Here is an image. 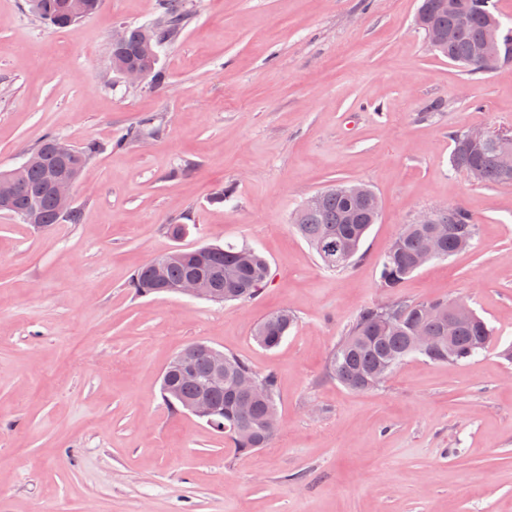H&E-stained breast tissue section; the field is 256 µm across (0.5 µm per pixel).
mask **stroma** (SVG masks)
I'll return each instance as SVG.
<instances>
[{
  "instance_id": "35a3bbf8",
  "label": "stroma",
  "mask_w": 512,
  "mask_h": 512,
  "mask_svg": "<svg viewBox=\"0 0 512 512\" xmlns=\"http://www.w3.org/2000/svg\"><path fill=\"white\" fill-rule=\"evenodd\" d=\"M185 2L154 86L120 81L111 46L158 0H104L65 29L0 0V171L47 134L103 147L74 191L80 223L0 214V512H512V184L450 163L455 132L512 130V62L464 72L416 25L421 0ZM146 116L160 135L112 149ZM339 182L368 185L382 211L361 258L331 271L290 223ZM448 204L473 217V248L398 294L464 300L495 346L408 358L368 391L327 377L358 312L390 299L380 257ZM225 242L267 258L255 299L128 286L153 257ZM283 307L297 325L265 349L253 328ZM194 341L276 375L272 447L237 453L163 400V369Z\"/></svg>"
}]
</instances>
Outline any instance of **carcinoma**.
Listing matches in <instances>:
<instances>
[{"label": "carcinoma", "mask_w": 512, "mask_h": 512, "mask_svg": "<svg viewBox=\"0 0 512 512\" xmlns=\"http://www.w3.org/2000/svg\"><path fill=\"white\" fill-rule=\"evenodd\" d=\"M83 2L84 11L80 16L70 14L71 0H35L31 10L40 19L62 29L95 14L103 0ZM159 9L160 14L151 25L127 26L124 48L111 52L113 67L143 69L154 85L164 82L162 71L156 68L158 49L176 40L189 20L182 0H159ZM418 24L423 29L430 27L445 33L450 28H459L457 37L436 51L470 73L478 72L476 58L489 28L499 29L504 42L512 45V28L496 14L493 0H422ZM146 132L157 136L162 127L155 124V119L144 118L112 143V147L125 148ZM459 137L458 133L453 135L455 145L450 162L454 169L481 170L483 184L506 182L500 157L505 152H512V136L466 148L457 145ZM74 150L69 163L84 168L101 151V146L88 141ZM54 164L56 157L48 151L22 172L21 180L29 189L41 188L45 181L44 170ZM42 198V223L48 226L61 222L78 223V209L63 217L56 214L48 194H42ZM379 216L380 212L373 210L370 198L356 197L351 193L350 185L338 184L325 189L318 205L311 206L306 202L300 205L293 214L291 228L308 243L325 268L341 271L354 263L362 240ZM433 233L441 236L437 260L442 261L473 246L476 224L465 209L451 205L436 215L434 224L403 225L379 261L382 287L393 294L420 268L424 241ZM182 252V258L158 272L147 264L139 267L131 277L129 287L145 296L158 292L161 284L173 288L186 277L195 275L208 282L211 288H224V301L229 302L252 299L266 286L268 262L254 247L215 244L205 253L195 248H184ZM451 303L453 300L448 298L423 301L396 298L363 308L329 354L326 374L346 388L365 391L379 386L410 355L418 353L435 363H450L471 359L487 351L495 342L493 329L478 316L467 323L448 320ZM295 324L296 317L291 311L278 310L257 323L254 339L266 349H275ZM417 329L426 330L433 338L432 346L422 352L414 347ZM191 346L196 367L200 371L207 370L213 347L201 342H193ZM247 378L259 381L264 395L246 398L240 385ZM171 387L173 393L164 396V401L177 410L202 394L210 395L214 405L223 411L218 422L233 430L229 439L238 452L267 448L278 433L277 424L267 425L268 416L277 411L275 375L257 372L247 360L234 353L224 354V388L204 389L175 376L171 378Z\"/></svg>", "instance_id": "cac0c4a2"}]
</instances>
